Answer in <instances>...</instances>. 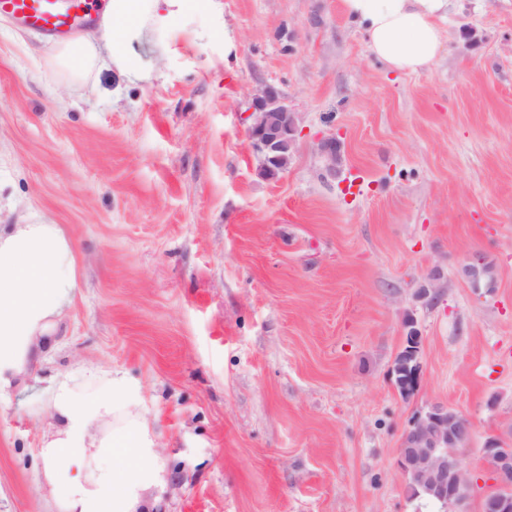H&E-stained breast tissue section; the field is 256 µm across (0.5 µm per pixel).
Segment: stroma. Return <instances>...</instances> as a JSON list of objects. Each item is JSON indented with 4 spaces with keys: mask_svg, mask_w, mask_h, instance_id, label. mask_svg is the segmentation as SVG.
<instances>
[{
    "mask_svg": "<svg viewBox=\"0 0 512 512\" xmlns=\"http://www.w3.org/2000/svg\"><path fill=\"white\" fill-rule=\"evenodd\" d=\"M222 2L135 46L148 80L104 69L93 95L0 15V224L63 225L80 283L0 396V512H57L45 388L78 368L141 385L165 468L150 512H483L482 447L512 438V0H453L420 74L375 58L341 0ZM264 84L302 117L274 177L247 137ZM435 404L474 426L459 507L412 497L399 466ZM420 340L414 326H410L406 334V346L399 353L395 363V384L402 396L409 395L412 391L406 388L407 380L412 372V355L418 352Z\"/></svg>",
    "mask_w": 512,
    "mask_h": 512,
    "instance_id": "1",
    "label": "stroma"
}]
</instances>
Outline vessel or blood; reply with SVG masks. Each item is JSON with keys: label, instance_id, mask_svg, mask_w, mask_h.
<instances>
[{"label": "vessel or blood", "instance_id": "obj_1", "mask_svg": "<svg viewBox=\"0 0 512 512\" xmlns=\"http://www.w3.org/2000/svg\"><path fill=\"white\" fill-rule=\"evenodd\" d=\"M101 0H0V14L48 37L68 36L100 9Z\"/></svg>", "mask_w": 512, "mask_h": 512}]
</instances>
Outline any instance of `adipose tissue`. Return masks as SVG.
<instances>
[{
  "label": "adipose tissue",
  "instance_id": "adipose-tissue-1",
  "mask_svg": "<svg viewBox=\"0 0 512 512\" xmlns=\"http://www.w3.org/2000/svg\"><path fill=\"white\" fill-rule=\"evenodd\" d=\"M451 0H342L370 52L389 69L421 73L435 62ZM214 0H107L99 29L61 44L58 66L81 87L104 65L149 79L137 42L175 32L178 17ZM78 286L73 242L59 224H0V394L30 366L37 344ZM53 431L40 448L60 512H144L162 485L156 435L140 412V386L117 372H76L46 390Z\"/></svg>",
  "mask_w": 512,
  "mask_h": 512
}]
</instances>
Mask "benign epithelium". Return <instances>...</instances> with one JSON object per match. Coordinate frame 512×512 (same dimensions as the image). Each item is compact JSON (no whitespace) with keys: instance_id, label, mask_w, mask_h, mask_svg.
<instances>
[{"instance_id":"obj_1","label":"benign epithelium","mask_w":512,"mask_h":512,"mask_svg":"<svg viewBox=\"0 0 512 512\" xmlns=\"http://www.w3.org/2000/svg\"><path fill=\"white\" fill-rule=\"evenodd\" d=\"M247 119L251 147L260 154L266 174L277 176L288 167L294 151L299 113L278 90L264 86L252 95ZM472 433L471 421L452 408L434 406L419 413L400 448V468L406 479L423 486L445 507L459 504L469 483L457 455H448L446 448L466 446ZM482 451L498 485V492L486 499L484 508L512 512V445L490 437Z\"/></svg>"}]
</instances>
